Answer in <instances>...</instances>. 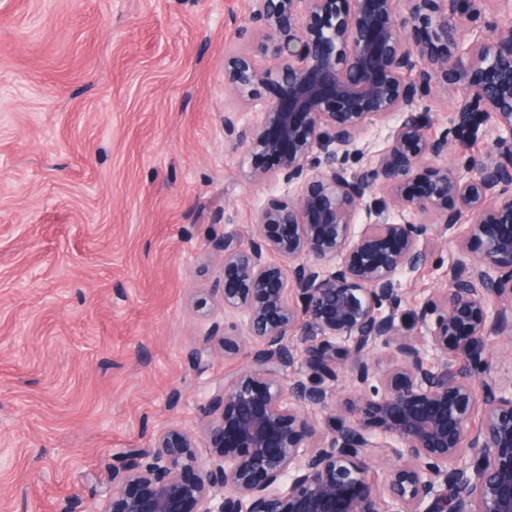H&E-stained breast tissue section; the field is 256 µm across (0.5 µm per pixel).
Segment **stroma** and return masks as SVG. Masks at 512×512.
Masks as SVG:
<instances>
[{
	"label": "stroma",
	"instance_id": "1",
	"mask_svg": "<svg viewBox=\"0 0 512 512\" xmlns=\"http://www.w3.org/2000/svg\"><path fill=\"white\" fill-rule=\"evenodd\" d=\"M250 0H0V512H90L123 452L203 426L242 369L210 240L249 242L280 184L224 139V57ZM401 274L400 313L445 285L455 236ZM201 363H194L193 352Z\"/></svg>",
	"mask_w": 512,
	"mask_h": 512
}]
</instances>
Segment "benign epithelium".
<instances>
[{
    "instance_id": "obj_1",
    "label": "benign epithelium",
    "mask_w": 512,
    "mask_h": 512,
    "mask_svg": "<svg viewBox=\"0 0 512 512\" xmlns=\"http://www.w3.org/2000/svg\"><path fill=\"white\" fill-rule=\"evenodd\" d=\"M479 4L252 0L250 41L224 60V84L262 118L226 111L224 135L243 160L277 157L272 170L244 172L248 183L296 189L260 211L247 244L211 242L224 309L244 316L248 336H224V354L244 350L247 364L210 398L206 463L189 433L163 429L149 449L123 453L91 512H512V384L472 381L492 339H512V26L467 37L462 19ZM267 85L281 95L260 102ZM434 88L453 98L437 137L420 107ZM394 115L374 149L365 131ZM484 127L498 132L494 158L422 170L449 139ZM406 210L442 234L465 224L479 241L423 301L425 336L396 316L399 275L428 248L429 225L394 221ZM380 345L391 353L382 372L371 362ZM460 358L458 375L438 365ZM345 373L355 391L339 404ZM337 404L328 436L307 408ZM371 422L396 459L382 492Z\"/></svg>"
}]
</instances>
